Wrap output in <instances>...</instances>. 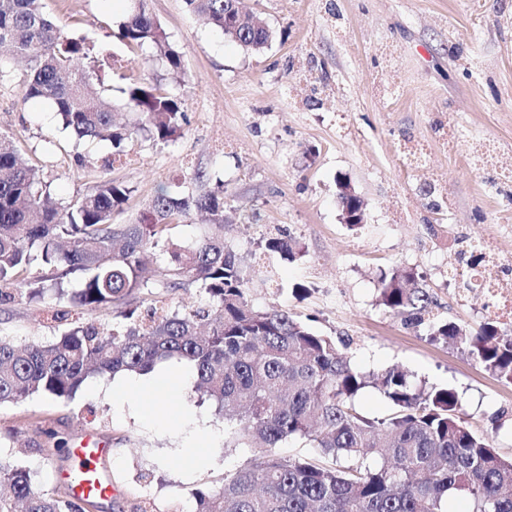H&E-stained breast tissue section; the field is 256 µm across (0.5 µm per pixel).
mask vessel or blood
Masks as SVG:
<instances>
[{
    "instance_id": "obj_1",
    "label": "vessel or blood",
    "mask_w": 512,
    "mask_h": 512,
    "mask_svg": "<svg viewBox=\"0 0 512 512\" xmlns=\"http://www.w3.org/2000/svg\"><path fill=\"white\" fill-rule=\"evenodd\" d=\"M71 454L67 479L73 496L88 500L111 496L112 476L106 468L112 457L111 449L94 442L72 449Z\"/></svg>"
}]
</instances>
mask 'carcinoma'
I'll return each mask as SVG.
<instances>
[{
    "label": "carcinoma",
    "instance_id": "carcinoma-1",
    "mask_svg": "<svg viewBox=\"0 0 512 512\" xmlns=\"http://www.w3.org/2000/svg\"><path fill=\"white\" fill-rule=\"evenodd\" d=\"M138 3L119 25L129 45L152 47L170 71L180 54L160 23ZM241 47L260 49L272 32L241 11L240 0H184ZM29 64L27 98L55 105L62 126L77 142L102 141L115 155L145 133L174 141L181 135L180 101L162 93L149 69L126 90L138 116L131 129L115 126L112 103L90 89L104 82L86 37H67L50 20L43 0H0V49ZM38 175L11 140L0 134V281L17 283L32 300L61 308L119 305L151 287L156 273L143 262L152 248L165 257L167 287L196 283L209 296L204 307L157 313L121 311L120 322L74 325L56 341L18 347L0 339V405L32 394L70 398L93 375L145 373L177 359L193 370L197 387L224 412V447L258 451L224 474L215 487L194 492L195 512H447L448 496L465 497L466 512H512V458L500 456L487 437L460 413L456 393L414 384L398 368L364 374L330 336L316 333L286 310L260 311L248 299L242 262L224 240V188L201 195L160 190L140 223L114 224L112 214L130 190L104 183L63 210L48 206ZM207 216L191 245L163 238L178 217ZM265 249L293 261L299 242L280 233ZM41 260L42 270L31 272ZM82 275L68 290L63 279ZM381 304L429 336L460 346L498 379L512 384V332L488 321L469 333L454 322H427L432 300L412 269L380 278ZM375 385L393 410L383 417L360 413L355 399ZM299 438L317 448L313 458L279 453ZM0 512H82L75 501L34 488L31 470L0 462Z\"/></svg>",
    "mask_w": 512,
    "mask_h": 512
}]
</instances>
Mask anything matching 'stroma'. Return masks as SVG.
I'll use <instances>...</instances> for the list:
<instances>
[{
  "label": "stroma",
  "instance_id": "35a3bbf8",
  "mask_svg": "<svg viewBox=\"0 0 512 512\" xmlns=\"http://www.w3.org/2000/svg\"><path fill=\"white\" fill-rule=\"evenodd\" d=\"M63 35L86 37L104 62L118 123L134 121L124 91L150 65L185 114L181 136L161 143L139 135L120 160L103 142L76 144L55 109L25 98L26 67L0 70V134L8 136L55 206L111 182L131 188L113 223L145 213L160 187L201 194L224 186V237L241 257L255 309H282L317 332L345 341L352 368L397 366L411 379L456 391L460 410L496 450L512 456V385L447 344L427 326L407 324L378 302L382 270L408 267L435 301L434 317L477 330L481 297L459 306L448 285V228L479 239L512 226V181L474 165L472 145L493 140L512 163V0H242L274 37L260 51L241 48L191 13L184 0H147L179 52L181 73L129 47L118 25L132 0H44ZM458 131L447 147L439 128ZM427 143L429 165L406 169L399 148ZM361 197L365 224H342L337 178ZM299 240L289 261L260 249L278 232ZM0 338L50 343L67 329L50 305L0 283ZM197 284L150 288L125 307L181 310L204 302ZM94 376L69 399L35 394L0 405V460L29 468L36 489L63 497L68 451L89 436L112 450V496L85 512H193L195 489L218 485L252 456L225 453L224 418L194 379L154 394L150 404L191 418L171 428L144 419L141 399L112 393ZM212 436L207 466L187 450L198 430Z\"/></svg>",
  "mask_w": 512,
  "mask_h": 512
}]
</instances>
